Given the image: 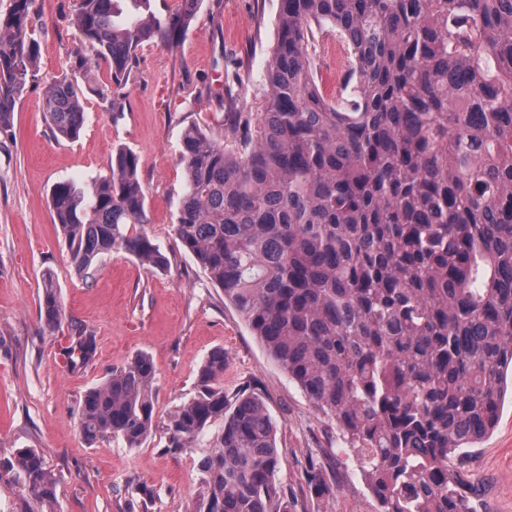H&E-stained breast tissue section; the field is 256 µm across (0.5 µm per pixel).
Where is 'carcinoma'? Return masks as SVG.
I'll return each mask as SVG.
<instances>
[{"mask_svg": "<svg viewBox=\"0 0 512 512\" xmlns=\"http://www.w3.org/2000/svg\"><path fill=\"white\" fill-rule=\"evenodd\" d=\"M35 0L0 13V132L12 127L40 46ZM153 0H78L69 69L49 82L46 119L79 137L82 99L113 94L139 46L177 41L202 0L175 13ZM324 28L351 50L338 98L320 90L309 46ZM260 112H239L217 142L185 129L186 179L174 234L269 356L336 421L377 512H476L465 468L495 427L512 371V0H280ZM138 158L120 148L85 199L50 190L71 265L88 275L124 253L156 268L166 256L149 223ZM40 317L64 306L50 273ZM62 347L75 369L96 354L79 325ZM228 359L212 351L198 392L169 424L168 451L224 421L201 461L210 512H281L275 425L262 397L224 394ZM151 358L138 354L88 389L83 440L140 447L154 427ZM9 466L52 508L57 478L35 448Z\"/></svg>", "mask_w": 512, "mask_h": 512, "instance_id": "1", "label": "carcinoma"}]
</instances>
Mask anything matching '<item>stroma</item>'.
<instances>
[{"label":"stroma","instance_id":"obj_1","mask_svg":"<svg viewBox=\"0 0 512 512\" xmlns=\"http://www.w3.org/2000/svg\"><path fill=\"white\" fill-rule=\"evenodd\" d=\"M76 5L36 0L40 57L11 132L0 133V512H208L200 463L214 452L222 422L179 453L166 446L172 414L195 396L199 368L217 348L228 357L225 394L260 393L276 425V480L288 512H375L335 422L268 356L173 231L185 182L183 132L196 126L217 138L235 113L262 110L279 0H203L177 45L139 47L120 111L85 96V123L71 142L56 138L42 106L50 77L68 69L80 43L70 23ZM121 147L139 159L151 219L145 230L168 264L155 269L112 253L81 278L53 223L49 193L68 180L91 194ZM47 272L65 307V321L53 333L43 331L38 303ZM75 322L93 334L97 352L72 372L61 348ZM139 353L151 357L156 372L151 435L137 448L115 438L86 444L78 430L84 393ZM20 448L38 449L55 473L53 509L28 498L7 467ZM314 471L325 494L312 488ZM470 473L480 512H512L511 403L474 449Z\"/></svg>","mask_w":512,"mask_h":512}]
</instances>
